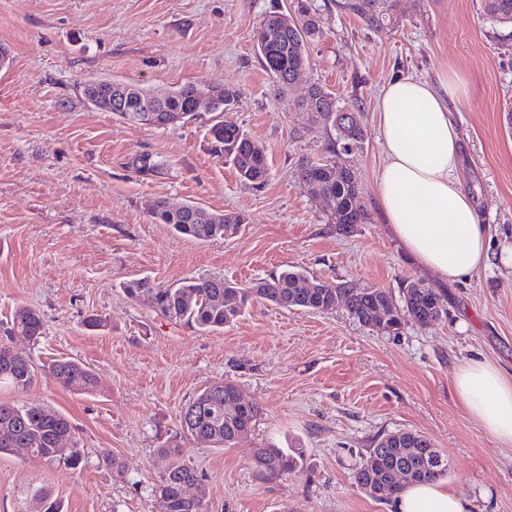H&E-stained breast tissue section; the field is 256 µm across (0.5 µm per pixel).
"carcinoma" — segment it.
<instances>
[{"label": "carcinoma", "instance_id": "carcinoma-1", "mask_svg": "<svg viewBox=\"0 0 512 512\" xmlns=\"http://www.w3.org/2000/svg\"><path fill=\"white\" fill-rule=\"evenodd\" d=\"M336 7L361 19L376 30L387 29L392 21V0H336ZM483 12L487 19L500 25H512V0H483ZM261 41L258 46L260 59L267 73L282 89L291 86L292 75L307 65L306 44L320 33L319 16L309 0H297L295 15L281 21L278 14L265 17L260 23ZM220 92L213 105L214 112H228L237 98L233 88L217 83ZM113 89L111 80L94 79L85 83L87 96L106 97ZM126 95L121 99L125 111L118 112L123 118L130 112H153V127L165 129L192 119L196 111L192 107L194 86L185 84L175 91H153L137 82L123 85ZM301 110L309 111L310 121L329 127L336 133L332 153L350 155L362 148L365 130L357 115L342 123L343 106L335 96L319 85H312L305 98L298 101ZM210 135L216 149L235 168L239 177L254 185H260L269 177L266 153L262 146L246 134L234 121L226 118L212 125ZM299 178L306 184L318 183L320 193L332 198L330 219L342 234L354 231L358 224L367 223L368 213L360 204L361 188L354 173L334 161L321 164L306 160L299 165ZM151 217L159 224L170 225L177 233L198 240L217 237H234L243 224L242 217L219 214L204 208L181 212L172 209L163 200L152 204ZM129 297L150 294L156 310L163 316L179 320L193 328L210 330L222 328L235 321L254 296L275 305L319 311L333 309L341 302L349 315L364 326L377 325V309L386 308L389 318L382 323L390 331L399 330L406 317L415 318L426 326L440 320L442 308L434 289L415 280H405L401 286V302H396L391 292L380 288H358L351 283L339 285L310 277L302 271L286 269L252 286L239 287L222 278L199 277L183 281L175 288H163L147 278L127 283ZM43 322L35 309L20 307L16 310L9 333L35 339L42 334ZM50 373L67 388L93 393L97 380L91 370L73 360H56L49 366ZM33 376L30 357L0 340V381H7L18 389L26 388ZM239 392L230 381H218L206 386L183 410L181 426L187 436L218 448H231L236 444L239 432L252 429L259 415L257 404L248 403V410L235 417L224 415V396ZM74 438L70 421L58 412L37 406L19 407L0 402V454L12 448H31L49 461L63 455L59 444ZM394 435L386 434L374 442L355 473L357 485L378 490L371 497L378 501L395 499L405 486L392 482L395 468L406 466L414 476L411 483L437 480L448 474L427 466L420 456L407 454L404 447L412 444L419 448H432L426 437L411 431L402 437V443L393 442ZM301 456L299 449L286 452L281 448H259L257 457L268 464L259 469L262 477L276 479L293 472ZM186 483L199 485L194 468L176 462L160 478L156 492L168 504V512H205L203 491L187 499L182 495Z\"/></svg>", "mask_w": 512, "mask_h": 512}]
</instances>
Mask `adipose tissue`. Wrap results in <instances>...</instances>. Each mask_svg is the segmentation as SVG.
Segmentation results:
<instances>
[{
  "label": "adipose tissue",
  "mask_w": 512,
  "mask_h": 512,
  "mask_svg": "<svg viewBox=\"0 0 512 512\" xmlns=\"http://www.w3.org/2000/svg\"><path fill=\"white\" fill-rule=\"evenodd\" d=\"M466 84L448 72L439 84L397 77L378 101L384 162L376 197L393 236L419 268L455 280L484 267L489 239L470 197L457 186L460 136L449 107ZM468 413L498 441L512 444V374L480 359L454 379ZM395 512H467L442 481L412 484Z\"/></svg>",
  "instance_id": "1"
}]
</instances>
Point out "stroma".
I'll list each match as a JSON object with an SVG mask.
<instances>
[{"instance_id": "stroma-1", "label": "stroma", "mask_w": 512, "mask_h": 512, "mask_svg": "<svg viewBox=\"0 0 512 512\" xmlns=\"http://www.w3.org/2000/svg\"><path fill=\"white\" fill-rule=\"evenodd\" d=\"M322 33L308 63L280 90L257 52L261 20L292 0H0V333L17 308L38 310L43 333L17 346L35 377L0 382V401L37 405L76 428L78 468L17 448L0 454V512H37L41 494L62 512H164L156 486L177 461L193 467L207 512H394L354 474L379 436L427 437L451 469L468 512H512V445L460 403L453 380L471 358L512 372V26L488 20L482 0H394L390 30L371 29L313 0ZM467 92L451 106L462 142L463 190L491 237L487 265L442 283L394 240L375 186L383 164L377 103L389 79L438 83L448 70ZM93 77L159 90L224 82L230 118L260 143L270 175L243 181L209 133L221 115L200 109L166 129L134 127L94 107ZM359 110L366 137L344 157L361 187L367 223L340 234L331 207L298 177L303 159H329L333 132L296 103L311 85ZM195 203L245 222L207 242L154 223L149 206ZM296 266L329 283L399 293L404 280L434 288L443 315L398 332L359 324L343 306L285 309L254 300L233 323L201 332L127 296L129 280L165 287L218 276L244 286ZM103 320L100 329L89 318ZM70 359L99 388L69 390L49 372ZM235 383L261 415L231 448L185 439L180 415L209 384ZM179 454H172V447ZM299 448L296 471L262 480L256 449ZM122 470H115L112 459Z\"/></svg>"}]
</instances>
